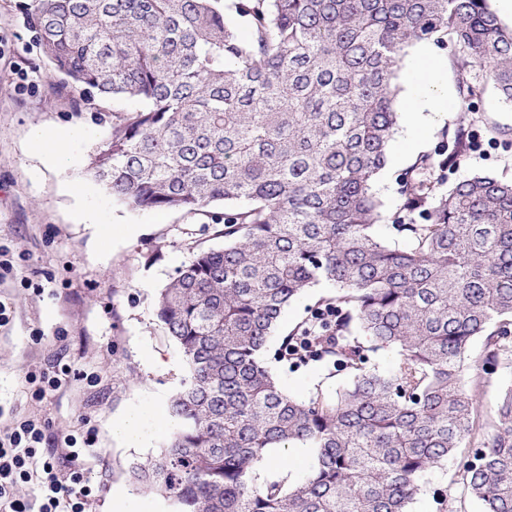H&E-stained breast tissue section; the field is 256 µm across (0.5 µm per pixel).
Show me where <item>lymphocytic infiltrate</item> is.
<instances>
[{
	"label": "lymphocytic infiltrate",
	"instance_id": "obj_1",
	"mask_svg": "<svg viewBox=\"0 0 512 512\" xmlns=\"http://www.w3.org/2000/svg\"><path fill=\"white\" fill-rule=\"evenodd\" d=\"M95 382L96 377L59 361L28 373L38 395L57 390L73 380ZM91 436L69 434L57 438L49 422L17 421L0 437V512H88L90 500L101 492L87 466L99 457ZM30 486L33 495L20 490Z\"/></svg>",
	"mask_w": 512,
	"mask_h": 512
}]
</instances>
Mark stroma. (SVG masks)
Returning <instances> with one entry per match:
<instances>
[{"label": "stroma", "mask_w": 512, "mask_h": 512, "mask_svg": "<svg viewBox=\"0 0 512 512\" xmlns=\"http://www.w3.org/2000/svg\"><path fill=\"white\" fill-rule=\"evenodd\" d=\"M33 8L34 0H0V34L10 46L6 59L29 78L18 87L8 76L0 77V249L13 264L0 279V303L9 316L8 324L0 326V432L25 416L49 421L61 436L92 432L103 455L90 469L103 490L89 512H112L117 485L137 500L177 512L173 500L139 487L130 477L132 467L161 453L167 433H159L149 447L123 448L112 438V420L182 389L187 366L157 319L156 297L197 247H220L224 240L209 217L134 211L113 201L93 179L91 156L120 116L111 100L53 71L30 22ZM439 78L448 88L440 112L424 129L400 119L375 181L387 212L401 205V180L417 156H437L442 129L464 113L482 148L443 171V190L475 173L512 175V104L490 84L480 100L464 106L455 70L445 68ZM39 128L81 129L69 144L64 170L44 168L32 151L30 135ZM83 210L94 212L96 223H82L78 214ZM115 224L133 225L138 232L106 239ZM57 355L97 372L98 383L73 380L34 397L27 372ZM267 365L283 390L299 398L318 389L334 395L345 380L344 372L322 362L271 359ZM456 480L453 459L427 473L411 512H438V492L460 498L463 512H485L481 501L461 496Z\"/></svg>", "instance_id": "35a3bbf8"}]
</instances>
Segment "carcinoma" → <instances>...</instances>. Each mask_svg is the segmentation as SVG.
I'll return each mask as SVG.
<instances>
[{"mask_svg": "<svg viewBox=\"0 0 512 512\" xmlns=\"http://www.w3.org/2000/svg\"><path fill=\"white\" fill-rule=\"evenodd\" d=\"M32 21L52 69L124 113L90 161L115 202L187 217L224 206V246L158 293L189 381L169 406L181 430L132 478L179 512H410L453 458L464 495L512 512V388L477 436L462 382L477 342L480 380L512 358V178L441 192L436 171L467 151L461 117L441 158L412 165L384 233L372 189L409 45L448 38L462 102L488 79L512 102V27L491 0H37ZM318 284L333 292L275 355L307 339L349 379L299 399L264 355ZM379 350L396 352L392 370L371 363ZM298 445L315 449L304 482L255 486L271 449Z\"/></svg>", "mask_w": 512, "mask_h": 512, "instance_id": "1", "label": "carcinoma"}]
</instances>
